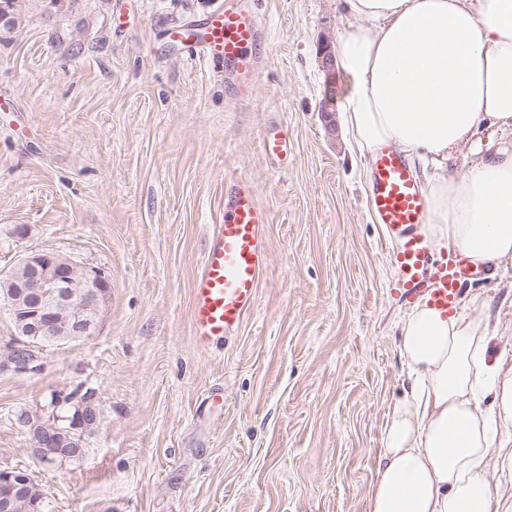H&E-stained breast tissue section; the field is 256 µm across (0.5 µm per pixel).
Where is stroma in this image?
Returning a JSON list of instances; mask_svg holds the SVG:
<instances>
[{
	"mask_svg": "<svg viewBox=\"0 0 512 512\" xmlns=\"http://www.w3.org/2000/svg\"><path fill=\"white\" fill-rule=\"evenodd\" d=\"M223 0H16L0 29V272L35 251L99 269L94 336L47 348L38 375L0 374V469L52 512H367L387 412L408 384L392 247L347 144L341 69L321 43L337 0H256L259 81L235 99L171 28ZM288 144L279 159L262 140ZM249 177L270 215L269 268L239 332L192 341V288L224 190ZM491 299L512 350V276ZM94 389L88 453L39 464L15 424Z\"/></svg>",
	"mask_w": 512,
	"mask_h": 512,
	"instance_id": "stroma-1",
	"label": "stroma"
}]
</instances>
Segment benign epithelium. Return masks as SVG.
<instances>
[{
  "label": "benign epithelium",
  "instance_id": "benign-epithelium-1",
  "mask_svg": "<svg viewBox=\"0 0 512 512\" xmlns=\"http://www.w3.org/2000/svg\"><path fill=\"white\" fill-rule=\"evenodd\" d=\"M24 263L28 267V277L18 288L19 296L26 298V317L20 323L19 334L10 336L4 343L3 353L0 354V374L11 372L36 375L44 370L45 349L35 348L23 337L46 335V321L61 309L74 310L76 319L60 335L72 336L76 341L94 335L99 301L110 288L101 272L93 267L85 268L80 288H74L62 273L61 261L53 252L31 253L24 258ZM94 402L96 392L92 389L59 399L56 405L67 404L75 408L76 413L64 418L58 415L56 419L62 418L79 428L84 424L83 408ZM44 447L45 437L42 432L31 433L28 452L36 461L49 465L51 461L43 453Z\"/></svg>",
  "mask_w": 512,
  "mask_h": 512
}]
</instances>
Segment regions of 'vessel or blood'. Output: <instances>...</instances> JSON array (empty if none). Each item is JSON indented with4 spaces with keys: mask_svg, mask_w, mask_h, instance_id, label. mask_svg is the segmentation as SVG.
<instances>
[{
    "mask_svg": "<svg viewBox=\"0 0 512 512\" xmlns=\"http://www.w3.org/2000/svg\"><path fill=\"white\" fill-rule=\"evenodd\" d=\"M172 42L187 55L223 66L234 95L249 98L259 79L262 42L260 18L253 0H224L202 27L174 28ZM368 205L382 224L394 255L396 294L403 301L427 300L440 313L460 302L464 268L451 261L433 262L419 232L426 202L411 167L385 150L372 161ZM269 214L247 177L236 178L224 200V218L213 225L201 271L192 289L195 344L203 349L235 334L256 303L257 289L268 267L266 228Z\"/></svg>",
    "mask_w": 512,
    "mask_h": 512,
    "instance_id": "1",
    "label": "vessel or blood"
}]
</instances>
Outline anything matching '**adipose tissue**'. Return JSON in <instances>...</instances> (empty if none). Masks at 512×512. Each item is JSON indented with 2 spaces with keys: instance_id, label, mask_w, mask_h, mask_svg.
<instances>
[{
  "instance_id": "adipose-tissue-1",
  "label": "adipose tissue",
  "mask_w": 512,
  "mask_h": 512,
  "mask_svg": "<svg viewBox=\"0 0 512 512\" xmlns=\"http://www.w3.org/2000/svg\"><path fill=\"white\" fill-rule=\"evenodd\" d=\"M339 4V110L359 159L390 147L432 165L425 240L474 269L512 270V0ZM489 129L502 142L486 156ZM462 149L470 167L448 174ZM500 329L480 292L445 316L418 302L398 319L410 384L387 416L367 512H512L487 480L512 479V354L488 356Z\"/></svg>"
}]
</instances>
